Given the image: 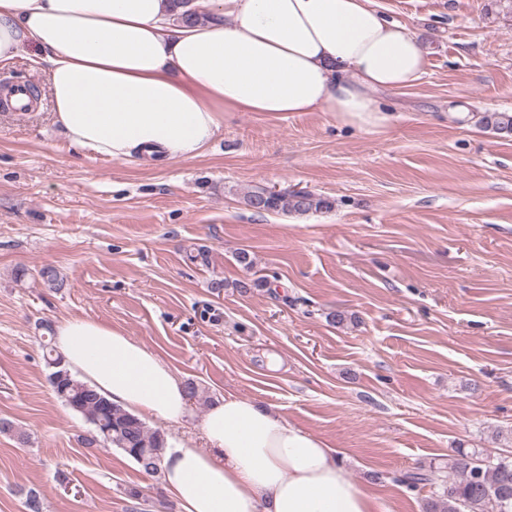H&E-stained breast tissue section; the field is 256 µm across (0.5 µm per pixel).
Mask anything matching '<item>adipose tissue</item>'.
I'll return each instance as SVG.
<instances>
[{"label":"adipose tissue","mask_w":512,"mask_h":512,"mask_svg":"<svg viewBox=\"0 0 512 512\" xmlns=\"http://www.w3.org/2000/svg\"><path fill=\"white\" fill-rule=\"evenodd\" d=\"M0 0V63L44 66L54 122L70 145L164 167L199 157L228 112H333L379 127L377 90L425 71L416 36L371 0ZM55 346L69 369L142 417L180 421L175 370L120 329L71 318ZM203 447L167 448L163 475L182 512H379L337 449L282 414L230 394L201 422Z\"/></svg>","instance_id":"adipose-tissue-1"}]
</instances>
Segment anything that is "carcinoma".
<instances>
[{
	"label": "carcinoma",
	"mask_w": 512,
	"mask_h": 512,
	"mask_svg": "<svg viewBox=\"0 0 512 512\" xmlns=\"http://www.w3.org/2000/svg\"><path fill=\"white\" fill-rule=\"evenodd\" d=\"M480 123L496 134L512 136V115L507 112L488 113ZM265 191L264 187L255 188L246 196V204L257 212L297 215L329 211L335 204L308 191H279L269 196ZM45 349L53 392L91 426L88 435L80 437L81 445L118 448L134 461L143 450L164 459L168 443L162 430L150 427L138 415L74 377L52 344H45ZM394 481L411 490L436 486L425 512H512V457L459 450L442 467H417Z\"/></svg>",
	"instance_id": "1"
}]
</instances>
